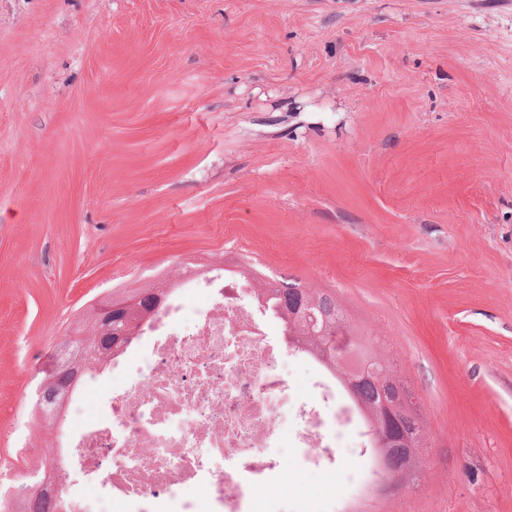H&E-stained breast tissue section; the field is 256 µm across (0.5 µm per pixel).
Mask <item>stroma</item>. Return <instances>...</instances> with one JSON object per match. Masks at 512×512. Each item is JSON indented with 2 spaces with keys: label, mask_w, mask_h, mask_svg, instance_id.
Masks as SVG:
<instances>
[{
  "label": "stroma",
  "mask_w": 512,
  "mask_h": 512,
  "mask_svg": "<svg viewBox=\"0 0 512 512\" xmlns=\"http://www.w3.org/2000/svg\"><path fill=\"white\" fill-rule=\"evenodd\" d=\"M287 272L377 336L415 485L297 469L307 512H512V0H0V474L91 299ZM25 422L26 447L9 430Z\"/></svg>",
  "instance_id": "35a3bbf8"
}]
</instances>
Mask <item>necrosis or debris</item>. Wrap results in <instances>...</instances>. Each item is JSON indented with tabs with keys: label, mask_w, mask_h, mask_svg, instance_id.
<instances>
[{
	"label": "necrosis or debris",
	"mask_w": 512,
	"mask_h": 512,
	"mask_svg": "<svg viewBox=\"0 0 512 512\" xmlns=\"http://www.w3.org/2000/svg\"><path fill=\"white\" fill-rule=\"evenodd\" d=\"M207 303L192 312L170 296L139 338L112 361L119 384L100 390L96 417L83 413L87 389L66 398L63 437L69 469L90 493L62 497L72 512H301V500L265 501L261 490L281 483L283 450L298 468L335 472L340 430L355 417L336 379L314 364L309 397H297L282 365L286 349L267 330L277 318L240 280L196 279ZM291 414L284 437L278 423ZM195 486L198 497L185 495Z\"/></svg>",
	"instance_id": "necrosis-or-debris-1"
}]
</instances>
